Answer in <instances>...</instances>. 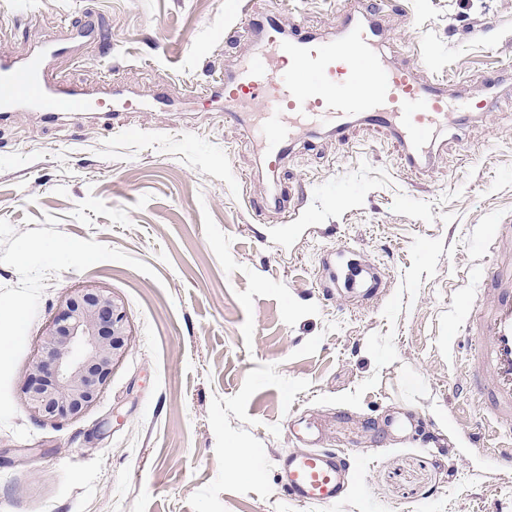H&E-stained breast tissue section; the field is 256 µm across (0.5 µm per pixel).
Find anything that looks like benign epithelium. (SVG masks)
<instances>
[{
  "label": "benign epithelium",
  "instance_id": "benign-epithelium-1",
  "mask_svg": "<svg viewBox=\"0 0 512 512\" xmlns=\"http://www.w3.org/2000/svg\"><path fill=\"white\" fill-rule=\"evenodd\" d=\"M131 338L121 302L101 288L77 290L43 330V358L29 370L22 400L42 421L80 417L105 390Z\"/></svg>",
  "mask_w": 512,
  "mask_h": 512
}]
</instances>
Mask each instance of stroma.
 <instances>
[{
    "label": "stroma",
    "mask_w": 512,
    "mask_h": 512,
    "mask_svg": "<svg viewBox=\"0 0 512 512\" xmlns=\"http://www.w3.org/2000/svg\"><path fill=\"white\" fill-rule=\"evenodd\" d=\"M333 37L349 0H0V49L27 56L95 27L50 62L72 84L110 80L169 111L0 120V512H512V468L474 447L480 410L456 384L457 278L486 225L512 224V0H384L397 59L454 96L489 99L421 168L384 131L311 132L269 175L209 90L246 39L220 29L244 2ZM283 192L296 219L255 218ZM71 241L82 255L63 254ZM339 247L386 278L327 292ZM106 289L133 339L97 403L43 422L19 398L39 335L74 289ZM356 449L335 505L302 506L276 458ZM251 453L249 468L230 452Z\"/></svg>",
    "instance_id": "stroma-1"
}]
</instances>
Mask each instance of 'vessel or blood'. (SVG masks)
Returning a JSON list of instances; mask_svg holds the SVG:
<instances>
[{
    "instance_id": "b4317fda",
    "label": "vessel or blood",
    "mask_w": 512,
    "mask_h": 512,
    "mask_svg": "<svg viewBox=\"0 0 512 512\" xmlns=\"http://www.w3.org/2000/svg\"><path fill=\"white\" fill-rule=\"evenodd\" d=\"M339 36L325 39L295 27L285 31L278 18L248 14L224 26L225 39L252 32L244 62L215 84L225 118L244 121L243 104L260 107L253 138L270 172H277L296 144L300 129L315 125L345 138L355 122L387 130L409 167L429 161L437 133L474 113L490 110L488 100L450 101L447 80L421 81L410 65L383 53L384 16L378 0H354L338 18ZM70 36L46 41L25 58L0 50V113L38 112L56 119L72 112H99L112 124L137 111L139 100L110 88L89 89L53 78L47 58L70 55ZM481 274L479 298L464 320L465 363L458 378L478 396L485 426L473 443L512 439V225L494 224ZM343 251L327 254V268L342 271L346 287L364 288L377 269L345 268ZM282 455L281 481L301 504H335L358 472L357 454L317 448Z\"/></svg>"
}]
</instances>
